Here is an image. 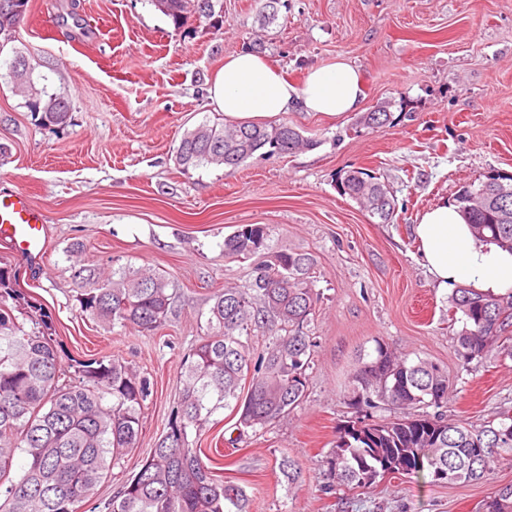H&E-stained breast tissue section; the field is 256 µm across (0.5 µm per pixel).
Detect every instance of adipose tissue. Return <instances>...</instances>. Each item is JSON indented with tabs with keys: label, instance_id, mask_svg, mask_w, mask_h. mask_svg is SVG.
I'll list each match as a JSON object with an SVG mask.
<instances>
[{
	"label": "adipose tissue",
	"instance_id": "adipose-tissue-1",
	"mask_svg": "<svg viewBox=\"0 0 512 512\" xmlns=\"http://www.w3.org/2000/svg\"><path fill=\"white\" fill-rule=\"evenodd\" d=\"M208 94L225 117L242 119L271 118L293 108L338 117L356 111L366 92L359 68L344 57L310 68L297 85L264 56L240 50L225 56L208 82ZM415 232L424 265L439 287L512 290V253L477 240L457 206L431 207Z\"/></svg>",
	"mask_w": 512,
	"mask_h": 512
}]
</instances>
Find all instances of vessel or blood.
Wrapping results in <instances>:
<instances>
[{
	"instance_id": "b4317fda",
	"label": "vessel or blood",
	"mask_w": 512,
	"mask_h": 512,
	"mask_svg": "<svg viewBox=\"0 0 512 512\" xmlns=\"http://www.w3.org/2000/svg\"><path fill=\"white\" fill-rule=\"evenodd\" d=\"M44 213L19 192L0 193V237L14 240L23 252L36 256L42 251Z\"/></svg>"
}]
</instances>
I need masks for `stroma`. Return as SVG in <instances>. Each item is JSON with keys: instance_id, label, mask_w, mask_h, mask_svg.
Instances as JSON below:
<instances>
[{"instance_id": "35a3bbf8", "label": "stroma", "mask_w": 512, "mask_h": 512, "mask_svg": "<svg viewBox=\"0 0 512 512\" xmlns=\"http://www.w3.org/2000/svg\"><path fill=\"white\" fill-rule=\"evenodd\" d=\"M265 2L223 0L218 26L192 15L177 28L150 0H30L13 45L0 51V143L9 147L0 191L24 192L45 212V254L28 257L0 238V262L51 317L64 369L109 356L153 386L137 446L115 462L99 501L122 488L164 433L209 296L247 279V263L225 257V237L266 224L272 248L316 259L314 359L301 407L260 434L233 438L229 411L215 414L201 437L215 476L246 489L250 512H476L512 482V451L478 483L393 474L333 496L320 490V462L337 426L355 417L345 395L358 356L379 342L447 375L449 421L479 428L512 413V359H459L449 294L428 273L414 233L424 211L454 201L480 174L512 173V0H283L264 28ZM255 42L296 84L311 66L349 59L364 76L361 111L387 107L391 124L370 129L353 113L292 110L280 121L315 147L257 154L234 170L182 171L174 156L184 131L224 119L207 97L209 79L225 55ZM18 51L48 92H67L66 125L38 126L10 86ZM352 168L389 184L393 223L337 192V174ZM75 242L99 268L166 274L169 321L141 333L83 313L67 256ZM285 455L302 468L292 485L278 469Z\"/></svg>"}]
</instances>
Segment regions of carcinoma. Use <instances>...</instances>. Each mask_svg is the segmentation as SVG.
Wrapping results in <instances>:
<instances>
[{"instance_id":"obj_1","label":"carcinoma","mask_w":512,"mask_h":512,"mask_svg":"<svg viewBox=\"0 0 512 512\" xmlns=\"http://www.w3.org/2000/svg\"><path fill=\"white\" fill-rule=\"evenodd\" d=\"M221 0H163L161 10L177 28L186 15L216 16ZM29 0H0V51L14 41ZM13 88L42 126L70 119L64 91L35 87L32 69L15 52ZM390 122L382 107L358 124L380 129ZM317 141L286 124L203 123L185 132L175 162L184 171L236 168L260 150L291 154ZM479 175L462 186L456 202L477 237L512 251V179ZM338 193L383 223L392 220L395 199L387 185L361 169L337 179ZM266 224H244L224 239V256L259 258L242 286H226L208 298L204 338L180 372V392L163 433L139 471L104 503L105 512H249L244 487L217 479L202 459L201 432L219 410L234 414L245 433L266 429L300 406L315 342L309 324L320 301L314 288L315 257L275 250ZM81 247H70L82 312L110 328L142 332L163 326L172 314L170 278L156 270L120 265L104 275L84 264ZM16 272L0 266V512H81L111 477L112 462L136 448L141 410L152 395L150 381L109 357L62 369L50 316L14 287ZM448 313L462 323L457 354L465 363L494 352L512 357V292L485 294L467 286L453 290ZM270 326L272 338L258 351L251 331ZM448 377L435 364L398 358L385 344L359 355L346 395L360 413L386 401L400 414L382 422L359 416L337 429L336 446L322 460L333 495L340 487L369 488L392 472L435 484L472 483L492 470L496 455L512 450V414L502 413L479 429L448 422L437 409L448 404ZM112 404H107V399ZM436 412L430 413L427 408ZM195 440H189L190 433ZM25 463L14 469L17 453ZM288 484L301 468L283 457ZM479 512H512V483L484 499Z\"/></svg>"}]
</instances>
